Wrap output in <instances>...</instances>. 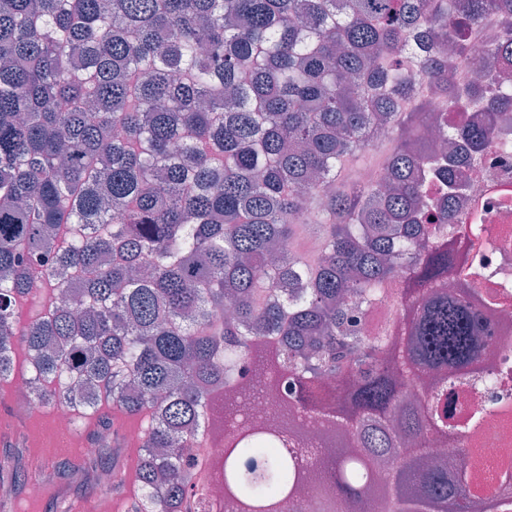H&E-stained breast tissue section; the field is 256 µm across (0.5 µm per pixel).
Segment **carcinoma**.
<instances>
[{"mask_svg": "<svg viewBox=\"0 0 512 512\" xmlns=\"http://www.w3.org/2000/svg\"><path fill=\"white\" fill-rule=\"evenodd\" d=\"M460 10L499 16L512 62V0ZM427 19V54L375 63ZM446 43L448 0H0V382L21 346L30 402L101 432L105 403L141 419L127 512H295L310 484L313 512H469V449L434 462L430 441L454 431L448 377L481 373L497 303L476 277L445 288L451 210L423 181L459 188L491 132L441 126L439 158L427 104L391 110L419 83L473 98L453 77L468 49ZM379 132L388 186L341 185L325 221L308 215L317 180ZM43 255L50 299L22 325ZM380 306L392 319L368 335ZM309 425L347 446L319 453Z\"/></svg>", "mask_w": 512, "mask_h": 512, "instance_id": "cac0c4a2", "label": "carcinoma"}]
</instances>
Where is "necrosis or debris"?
I'll return each mask as SVG.
<instances>
[{
    "instance_id": "4bbe7bcc",
    "label": "necrosis or debris",
    "mask_w": 512,
    "mask_h": 512,
    "mask_svg": "<svg viewBox=\"0 0 512 512\" xmlns=\"http://www.w3.org/2000/svg\"><path fill=\"white\" fill-rule=\"evenodd\" d=\"M498 17L490 15L480 27L466 24L459 13L448 16V39L467 44L471 59L455 76L457 83L478 90L480 97L462 108L449 107L445 96L431 100V108L448 126L463 122L483 123L485 99L498 94L489 80L499 68L495 47L502 39ZM495 147L471 164L462 166L464 187L453 208L454 219L447 229L449 244L459 255V267L448 277L449 287L460 282L462 269H478L487 287L497 292L500 304L492 322L493 343L483 365L490 372L489 385L479 383L453 388L454 418L464 421L478 409L495 405L467 440L456 435L437 436L430 447L434 460L449 462L459 445L473 451L471 492L480 495L496 468L512 463V105L503 109L493 128ZM481 209L482 223L474 225L473 211Z\"/></svg>"
}]
</instances>
